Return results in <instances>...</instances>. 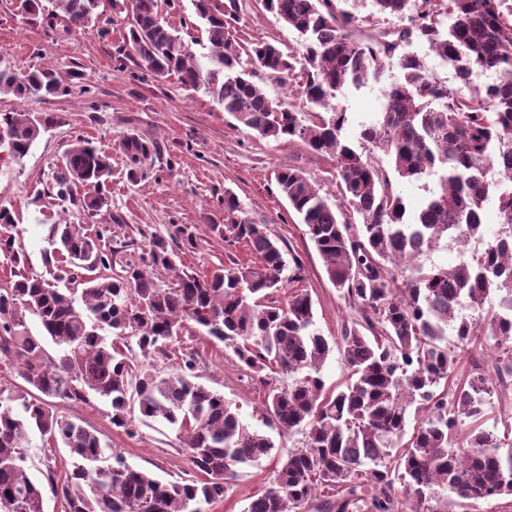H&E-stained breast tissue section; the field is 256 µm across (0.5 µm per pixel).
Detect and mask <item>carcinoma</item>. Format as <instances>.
I'll use <instances>...</instances> for the list:
<instances>
[{
	"label": "carcinoma",
	"mask_w": 512,
	"mask_h": 512,
	"mask_svg": "<svg viewBox=\"0 0 512 512\" xmlns=\"http://www.w3.org/2000/svg\"><path fill=\"white\" fill-rule=\"evenodd\" d=\"M49 2L73 28L100 16L101 0ZM129 2L125 59L204 90L262 138L298 140L336 163L335 201L298 170H282L276 180L328 279L358 311L336 342L347 379L325 387L321 369L332 346L316 328L308 291L287 289L301 279L300 264L289 267L264 225L240 216L231 192H224L226 225L215 230L245 242L260 259L256 267L235 263L199 275L170 245L197 249L187 225H174L167 238L144 239L131 262L123 259L131 243L115 239L108 225L54 224L49 274L81 285L82 305L75 289L20 271L0 288V359L20 361L22 379L0 388V512H43L47 490L65 512H208L239 469L270 456L274 441L249 430L238 408L197 382V351H182L166 373L139 363L169 357L170 343L190 322L224 343L245 373L260 377L267 425L304 435L244 512H446L461 499L511 496L512 448L502 451L496 428L484 422L495 386L512 379V0H373L380 13L404 21L378 39L357 34L359 18L343 0H261L299 42L283 48L259 40L250 58L283 83L293 80L302 53L298 104L271 101L253 73L241 69L226 36L237 0H191L208 42L206 70L180 30L161 20L159 0ZM414 42L428 44L460 84L448 85L427 57L407 51ZM393 60L402 77L387 90L380 117L362 128V144L372 149L359 152L343 138L348 116L333 100L348 85L380 79ZM476 70L499 78L479 90L471 82ZM2 92L59 97L70 89L51 68L19 74L0 65ZM52 122L0 112V153L22 160ZM120 150L127 181L138 183L156 144L130 133ZM112 175V155L77 137L53 172L52 191L97 213L110 205ZM431 176L436 187L407 221L397 182ZM76 185L83 190L77 198ZM492 199L500 222L489 238L483 211ZM16 227L1 209L0 254L18 267L25 259L15 249ZM443 238L466 247L462 259L424 270L419 259ZM472 242L480 247L467 248ZM161 269L173 282L154 276ZM484 310L486 317L472 316ZM27 312L58 347L56 357L29 331ZM105 326L110 340L99 333ZM478 337L496 345L493 372L476 368L448 384ZM90 391L110 400L112 427L129 436L138 420L175 429L199 478L165 483L133 469L93 428L49 403L84 402ZM412 406L416 425L406 440ZM33 431L82 463L63 476L49 463L45 482L34 481L24 455Z\"/></svg>",
	"instance_id": "carcinoma-1"
}]
</instances>
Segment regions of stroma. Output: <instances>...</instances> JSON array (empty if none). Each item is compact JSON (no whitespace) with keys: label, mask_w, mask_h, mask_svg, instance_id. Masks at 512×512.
<instances>
[{"label":"stroma","mask_w":512,"mask_h":512,"mask_svg":"<svg viewBox=\"0 0 512 512\" xmlns=\"http://www.w3.org/2000/svg\"><path fill=\"white\" fill-rule=\"evenodd\" d=\"M238 4V17L227 35L241 55H248L259 39L297 44V33L265 11L260 0H238ZM101 8L112 22L105 37L98 23L68 31L62 18L25 17L17 12L16 0H0V57L17 72L51 66L73 84L70 95L55 98L0 95V112L49 114L55 119L20 162L0 164V208L15 217L16 246L28 259V271L45 273L48 228L54 223L107 224L115 238L137 243L151 234L168 235L172 225L188 224L195 229L198 248L183 254L182 261L199 274L233 261L254 265L256 258L244 243L228 244L216 229L224 221V193L229 190L248 219L266 226L286 261L300 262V286L313 299L316 326L328 340H336L343 326L355 319L356 310L329 281L319 253L275 179L278 170L296 168L333 195L337 192L334 162L301 142L256 136L210 96L186 89L177 76H151L131 62L118 68L116 49L131 16L112 0H103ZM398 75L396 63L390 62L382 79L338 93L335 104L349 117L343 135L353 146L361 144L362 124L383 110L385 88ZM130 133L161 146L160 155L145 164L146 175L136 184L125 180L126 158L118 149ZM78 136L112 154L111 203L95 216L80 206L60 204L48 193L56 163ZM184 339L201 356V383L237 406L249 429H263L264 390L242 375L232 352L222 343L200 338L192 327ZM55 407L97 429L102 441L121 452L131 466L165 482L194 478L174 430L158 423L142 424L135 436H128L112 428L108 402L94 394L88 403L74 406L59 400ZM279 461L274 454L240 470L224 499L212 504L209 512H244L249 497L269 487Z\"/></svg>","instance_id":"1"}]
</instances>
